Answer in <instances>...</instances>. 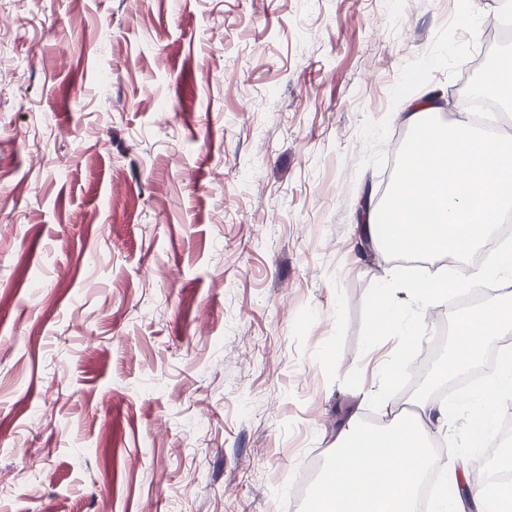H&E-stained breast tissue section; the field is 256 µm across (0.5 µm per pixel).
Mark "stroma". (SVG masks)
Returning <instances> with one entry per match:
<instances>
[{
  "instance_id": "stroma-1",
  "label": "stroma",
  "mask_w": 512,
  "mask_h": 512,
  "mask_svg": "<svg viewBox=\"0 0 512 512\" xmlns=\"http://www.w3.org/2000/svg\"><path fill=\"white\" fill-rule=\"evenodd\" d=\"M509 55L458 0H0V512H303L387 419L391 114Z\"/></svg>"
}]
</instances>
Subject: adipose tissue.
<instances>
[{
  "mask_svg": "<svg viewBox=\"0 0 512 512\" xmlns=\"http://www.w3.org/2000/svg\"><path fill=\"white\" fill-rule=\"evenodd\" d=\"M430 98H412L396 121L411 133L399 175L363 238L395 257L464 258L512 210V137L460 120L438 124ZM413 417L372 428L351 419L328 450L330 463L305 512H414L433 429L448 421L444 401L419 399Z\"/></svg>",
  "mask_w": 512,
  "mask_h": 512,
  "instance_id": "ef3b65f1",
  "label": "adipose tissue"
}]
</instances>
